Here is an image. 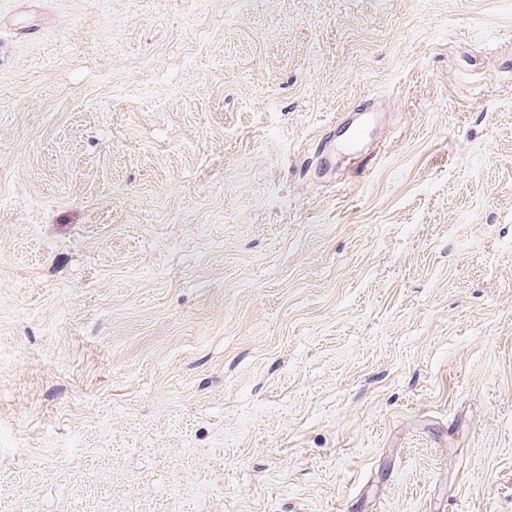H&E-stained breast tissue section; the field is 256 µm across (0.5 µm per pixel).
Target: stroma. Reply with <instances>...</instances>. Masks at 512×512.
<instances>
[{
    "mask_svg": "<svg viewBox=\"0 0 512 512\" xmlns=\"http://www.w3.org/2000/svg\"><path fill=\"white\" fill-rule=\"evenodd\" d=\"M0 512H512V0H0Z\"/></svg>",
    "mask_w": 512,
    "mask_h": 512,
    "instance_id": "35a3bbf8",
    "label": "stroma"
}]
</instances>
